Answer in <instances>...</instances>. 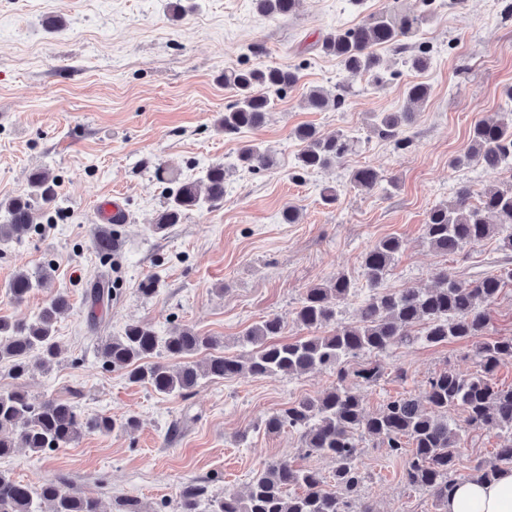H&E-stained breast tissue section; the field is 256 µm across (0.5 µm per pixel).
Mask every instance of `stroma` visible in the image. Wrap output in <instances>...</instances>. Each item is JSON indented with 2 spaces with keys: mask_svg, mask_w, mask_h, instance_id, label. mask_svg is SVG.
Segmentation results:
<instances>
[{
  "mask_svg": "<svg viewBox=\"0 0 512 512\" xmlns=\"http://www.w3.org/2000/svg\"><path fill=\"white\" fill-rule=\"evenodd\" d=\"M168 3L0 0V199L28 193V179L39 170L54 177L60 198L21 242L0 246V316L30 319L54 288L70 300L58 323L60 355L21 378L1 364L0 392L67 399L90 416L139 422L132 433L88 434L47 455L16 447L0 459V470L31 485L57 481L97 498L101 512H126L130 500L141 512H179L190 484L204 486L199 512H210L213 499L244 493L265 464L285 461L326 477L334 469L332 459L301 448L297 434H269L260 423L288 402L335 385V371L205 378L190 397L164 398L99 356L105 340L128 323L151 325L162 336L187 326L219 338L227 352L245 354L243 333L268 316L283 319L282 340L305 336L294 319L305 288L339 271L359 278L361 255L379 238L403 243L384 282L390 290L431 287L443 268L476 279L506 261L493 238L455 256L437 253L424 241L423 224L430 208L460 186L478 194L512 187V173L450 165L471 126L496 116L503 88L512 85V14L505 10L512 0H365L358 11L344 0H300L285 17L260 14L253 0H180L175 13ZM391 9L426 15L413 42L430 51L427 71L410 70L386 50L382 57L395 77L376 86L349 78L334 56L314 50L327 32ZM52 18L62 21L61 32L47 31ZM257 43L263 54H254ZM280 65L299 69L298 86L278 99L261 128L243 135L271 150L272 166L257 174L237 170L220 208L188 212L154 233L166 191L155 164L194 179L209 165L236 160L240 141L217 128L234 99L224 71ZM345 81L355 92L341 109L304 107L309 88L331 90ZM413 82L429 84L432 93L406 130L410 146L401 149L373 133L372 116L397 110ZM304 124L326 134L349 130L358 142L343 162L296 181L291 173L302 144L294 131ZM362 166L385 177L368 193L350 184ZM328 185L339 193L331 205L320 197ZM117 193L129 220L112 225L121 249L104 264L92 244L100 226L96 206ZM290 205L299 209V223L283 222ZM42 266L53 269L51 288L14 303L6 292L14 274ZM103 278L117 293L95 309L90 293ZM151 280L155 293L143 294ZM471 350L470 341L454 340L377 355L382 378L358 389L367 411L392 396L423 395L427 379L441 370L473 372ZM504 442L495 429L464 432L460 473L493 459ZM361 465L368 475L363 494L376 512H436L428 491L403 483L402 460L374 441L365 442Z\"/></svg>",
  "mask_w": 512,
  "mask_h": 512,
  "instance_id": "obj_1",
  "label": "stroma"
}]
</instances>
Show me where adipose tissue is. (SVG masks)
Masks as SVG:
<instances>
[{"label":"adipose tissue","instance_id":"1","mask_svg":"<svg viewBox=\"0 0 512 512\" xmlns=\"http://www.w3.org/2000/svg\"><path fill=\"white\" fill-rule=\"evenodd\" d=\"M444 512H512V471L484 482L463 480L448 494Z\"/></svg>","mask_w":512,"mask_h":512}]
</instances>
